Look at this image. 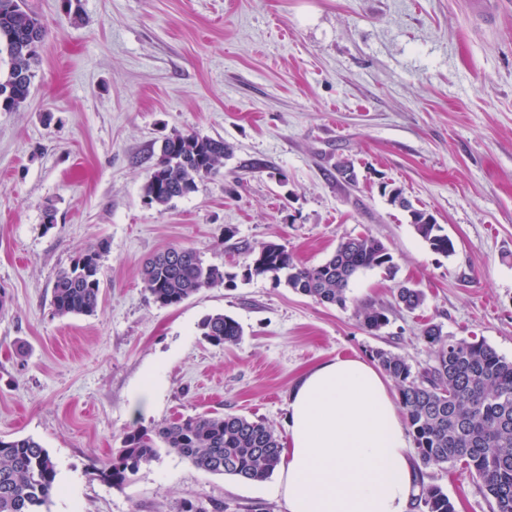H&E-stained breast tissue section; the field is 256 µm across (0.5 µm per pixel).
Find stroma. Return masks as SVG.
Returning <instances> with one entry per match:
<instances>
[{
	"label": "stroma",
	"instance_id": "35a3bbf8",
	"mask_svg": "<svg viewBox=\"0 0 512 512\" xmlns=\"http://www.w3.org/2000/svg\"><path fill=\"white\" fill-rule=\"evenodd\" d=\"M46 30L28 98L0 111V438L52 457L48 512H287L277 476L206 473L175 453L123 487L91 480L133 426L205 412L269 424L287 442L290 390L333 358L375 350L433 362L426 325L512 359V0H26ZM224 140L217 175L167 209L144 185L174 134ZM353 162L356 182L336 177ZM402 189L455 244L444 256L387 191ZM369 234L394 275L360 271L346 307L266 276L244 246L323 263ZM97 312L59 316L57 274L98 242ZM197 251L230 281L153 303L141 267ZM422 290L396 305L395 282ZM389 322L364 328L359 308ZM243 329L207 342L212 314ZM456 512H490L476 479L430 467Z\"/></svg>",
	"mask_w": 512,
	"mask_h": 512
}]
</instances>
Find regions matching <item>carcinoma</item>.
<instances>
[{"mask_svg":"<svg viewBox=\"0 0 512 512\" xmlns=\"http://www.w3.org/2000/svg\"><path fill=\"white\" fill-rule=\"evenodd\" d=\"M22 0H0V54L10 60L0 77V109L11 111L29 93L40 64L39 47L45 30L38 17L21 6ZM229 155L224 141L196 134L166 138L144 186L149 204L166 207L193 192L197 181L216 172ZM389 201L408 212L416 233L440 254L455 245L427 212L414 207L403 191H391ZM108 243L100 242L61 271L52 286V304L59 316L92 315L99 307L100 267L80 266L83 258H100ZM246 276H269L320 304L345 307L351 279L361 270L393 268V255L379 239L366 235L342 240L333 255L316 266L298 261L288 249L266 242L246 248ZM144 290L160 306H177L204 288L224 281L218 267L203 263L192 248L171 246L148 259L141 270ZM399 307L413 311L424 294L403 284L394 289ZM363 326L378 331L388 323L382 309L359 310ZM203 336L216 344H235L242 336L239 323L217 313L202 322ZM434 348L433 364L414 371L405 359L386 350L375 352L384 373L395 383L399 404L423 467L457 465L475 475L492 512H512V360L499 355L483 340L452 339L438 325L423 331ZM175 451L197 469L262 481L281 461L282 444L264 422L235 414L207 413L180 417L155 427L135 426L123 446L89 475L112 487L132 480L140 467ZM56 487V465L49 452L32 437L0 439V512H43ZM418 504L424 512H455L442 488L419 477Z\"/></svg>","mask_w":512,"mask_h":512,"instance_id":"obj_1","label":"carcinoma"}]
</instances>
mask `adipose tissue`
Instances as JSON below:
<instances>
[{
	"label": "adipose tissue",
	"mask_w": 512,
	"mask_h": 512,
	"mask_svg": "<svg viewBox=\"0 0 512 512\" xmlns=\"http://www.w3.org/2000/svg\"><path fill=\"white\" fill-rule=\"evenodd\" d=\"M281 492L288 512H410L417 474L384 376L334 358L292 388Z\"/></svg>",
	"instance_id": "adipose-tissue-1"
}]
</instances>
